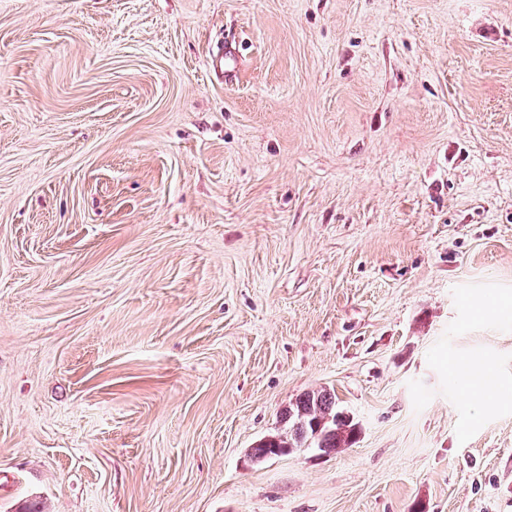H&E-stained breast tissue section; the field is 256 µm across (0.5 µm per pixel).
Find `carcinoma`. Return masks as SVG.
<instances>
[{
	"label": "carcinoma",
	"mask_w": 512,
	"mask_h": 512,
	"mask_svg": "<svg viewBox=\"0 0 512 512\" xmlns=\"http://www.w3.org/2000/svg\"><path fill=\"white\" fill-rule=\"evenodd\" d=\"M335 396L325 390H313L298 398L286 410L288 430L268 436L254 448L253 457L265 459L285 453V449L312 446L329 455L340 453L357 440V424L336 411Z\"/></svg>",
	"instance_id": "carcinoma-1"
}]
</instances>
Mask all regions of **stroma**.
<instances>
[{
    "label": "stroma",
    "mask_w": 512,
    "mask_h": 512,
    "mask_svg": "<svg viewBox=\"0 0 512 512\" xmlns=\"http://www.w3.org/2000/svg\"><path fill=\"white\" fill-rule=\"evenodd\" d=\"M320 389L356 443L255 461ZM35 498L512 512V0H0V512ZM238 57L236 42L233 39L225 40L209 55L210 66L215 73L220 72L225 82H232L237 76L236 60ZM457 371L468 380L466 388L480 405L498 401L501 388L488 364L465 363Z\"/></svg>",
    "instance_id": "stroma-1"
}]
</instances>
